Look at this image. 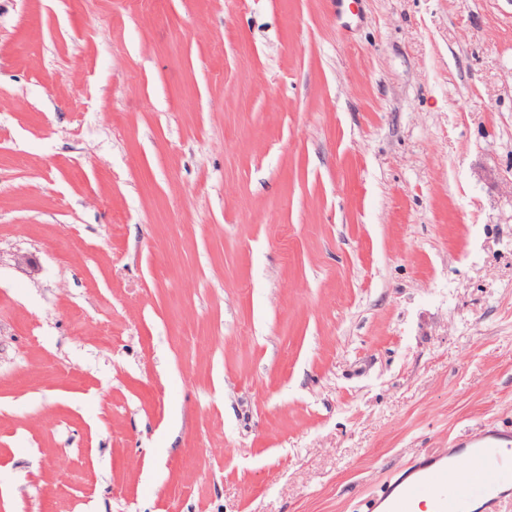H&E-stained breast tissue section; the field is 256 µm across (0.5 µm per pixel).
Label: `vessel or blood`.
Listing matches in <instances>:
<instances>
[{
	"instance_id": "obj_1",
	"label": "vessel or blood",
	"mask_w": 512,
	"mask_h": 512,
	"mask_svg": "<svg viewBox=\"0 0 512 512\" xmlns=\"http://www.w3.org/2000/svg\"><path fill=\"white\" fill-rule=\"evenodd\" d=\"M507 485H512V433L486 430L462 440L459 448L416 463L380 497L376 512H470L477 501L487 512H499Z\"/></svg>"
}]
</instances>
